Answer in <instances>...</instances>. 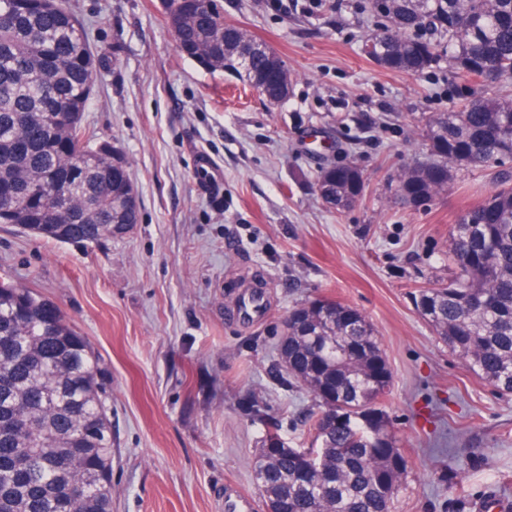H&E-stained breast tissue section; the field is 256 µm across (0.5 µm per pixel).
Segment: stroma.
Instances as JSON below:
<instances>
[{
	"label": "stroma",
	"instance_id": "stroma-1",
	"mask_svg": "<svg viewBox=\"0 0 512 512\" xmlns=\"http://www.w3.org/2000/svg\"><path fill=\"white\" fill-rule=\"evenodd\" d=\"M69 4L99 66L84 121L128 159L140 221L85 247L0 224V279L54 303L100 359L112 512H224L226 484L259 497L267 433L309 446L320 407L285 382L276 347L289 313L323 296L366 316L391 370L382 407L408 473L390 512L512 504V395L476 378L411 299L451 277L452 226L493 185L474 171L421 204L395 199L400 170L430 156L428 117L471 78L375 63L367 0H224L225 20L293 78L272 106L181 57L159 0ZM202 155L224 174L223 206L198 186ZM342 164L367 186L336 212L314 183ZM251 291L267 306L257 323L237 317Z\"/></svg>",
	"mask_w": 512,
	"mask_h": 512
}]
</instances>
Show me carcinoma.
I'll return each instance as SVG.
<instances>
[{"label": "carcinoma", "mask_w": 512, "mask_h": 512, "mask_svg": "<svg viewBox=\"0 0 512 512\" xmlns=\"http://www.w3.org/2000/svg\"><path fill=\"white\" fill-rule=\"evenodd\" d=\"M387 25L373 60L421 73L442 60L477 82L471 97L426 124L431 159L404 168L402 201L429 198L458 173L490 169L497 189L463 210L448 239L446 283L423 289L420 316L468 369L499 394H512V101L487 96L512 79V0H368ZM178 51L206 71L227 53L247 54L241 80L259 90L286 65L243 27L224 22L221 0L161 4ZM97 64L67 0H0V224L31 236L87 246L139 221L137 199L117 210L112 158L84 123ZM73 169L65 188L52 170ZM336 178L338 212L362 197L366 179ZM42 194L35 202L30 192ZM281 363L320 403L311 447L259 449L254 479L272 512H389L407 465L379 401L388 368L373 325L356 309L314 299L288 316ZM99 358L54 305L29 288L0 283V512H112V423Z\"/></svg>", "instance_id": "cac0c4a2"}]
</instances>
